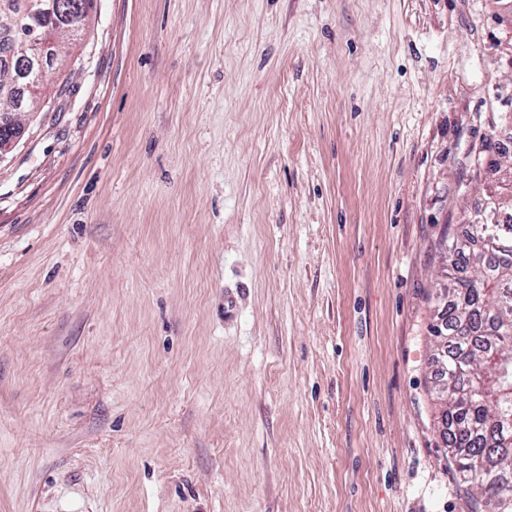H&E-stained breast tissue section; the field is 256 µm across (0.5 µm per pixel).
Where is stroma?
Returning a JSON list of instances; mask_svg holds the SVG:
<instances>
[{"label": "stroma", "instance_id": "1", "mask_svg": "<svg viewBox=\"0 0 512 512\" xmlns=\"http://www.w3.org/2000/svg\"><path fill=\"white\" fill-rule=\"evenodd\" d=\"M0 163V512H468L442 246L512 0H96Z\"/></svg>", "mask_w": 512, "mask_h": 512}]
</instances>
